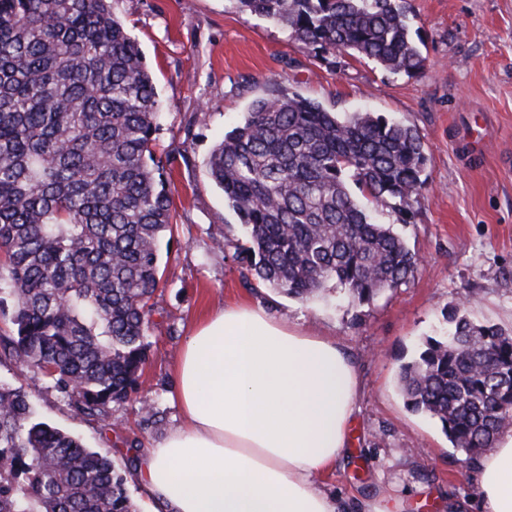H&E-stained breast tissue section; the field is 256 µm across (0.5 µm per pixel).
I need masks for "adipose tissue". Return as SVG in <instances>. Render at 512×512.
I'll return each mask as SVG.
<instances>
[{"mask_svg": "<svg viewBox=\"0 0 512 512\" xmlns=\"http://www.w3.org/2000/svg\"><path fill=\"white\" fill-rule=\"evenodd\" d=\"M359 388L336 341L225 306L188 336L174 366L183 422L137 476L160 512H349L318 480L349 445ZM476 467V512H512V427Z\"/></svg>", "mask_w": 512, "mask_h": 512, "instance_id": "1", "label": "adipose tissue"}]
</instances>
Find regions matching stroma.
<instances>
[{
  "instance_id": "obj_1",
  "label": "stroma",
  "mask_w": 512,
  "mask_h": 512,
  "mask_svg": "<svg viewBox=\"0 0 512 512\" xmlns=\"http://www.w3.org/2000/svg\"><path fill=\"white\" fill-rule=\"evenodd\" d=\"M111 6L154 75L163 112L155 156L176 214L160 244L146 364L137 389L113 404L108 427L79 414L34 367L1 358L0 381L24 388L39 420L109 452L138 512H156L128 450L146 451L181 423L172 367L192 327L224 305L258 303L333 338L358 367L351 445L322 484L354 504L387 496L395 512H454L476 493V467L437 419L407 407L399 368L428 337L446 333L455 304L468 302L476 322L512 328V0H406L429 59L412 78L346 53L303 49L235 0ZM281 92L342 118L382 115L424 142L427 186L409 217L378 209L421 264L370 304H349L332 282L300 301L243 278L237 248L247 238L206 162L254 100Z\"/></svg>"
}]
</instances>
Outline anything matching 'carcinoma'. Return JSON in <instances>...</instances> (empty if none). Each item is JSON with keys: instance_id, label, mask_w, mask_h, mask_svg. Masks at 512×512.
<instances>
[{"instance_id": "cac0c4a2", "label": "carcinoma", "mask_w": 512, "mask_h": 512, "mask_svg": "<svg viewBox=\"0 0 512 512\" xmlns=\"http://www.w3.org/2000/svg\"><path fill=\"white\" fill-rule=\"evenodd\" d=\"M403 0H236L302 47L394 74L428 67ZM160 102L110 0H0V353L32 365L87 418L138 386L159 243L174 214L156 161ZM416 129L339 119L298 94L254 101L207 162L247 231V271L307 300L329 281L364 305L418 262L373 209L408 214L426 186ZM356 187L366 202L351 192ZM448 336L400 366L409 408L438 419L469 463L512 425V329L455 306ZM0 512H137L105 454L35 418L0 383Z\"/></svg>"}]
</instances>
